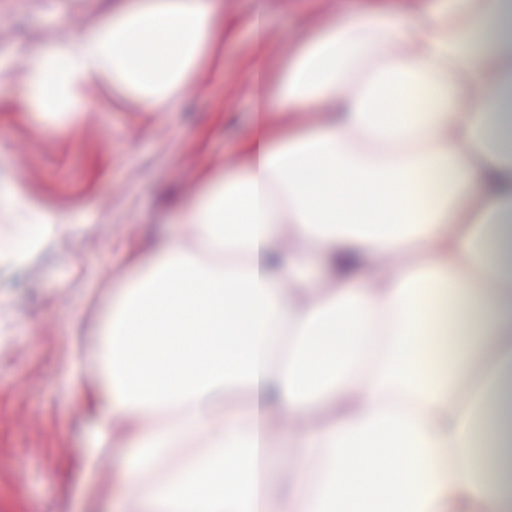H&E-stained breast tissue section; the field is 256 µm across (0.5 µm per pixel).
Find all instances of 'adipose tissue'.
<instances>
[{
  "mask_svg": "<svg viewBox=\"0 0 512 512\" xmlns=\"http://www.w3.org/2000/svg\"><path fill=\"white\" fill-rule=\"evenodd\" d=\"M221 0H117L0 81L180 104ZM234 167L113 280L68 369L121 512H512V0H364L301 35ZM0 272L62 216L0 179Z\"/></svg>",
  "mask_w": 512,
  "mask_h": 512,
  "instance_id": "1",
  "label": "adipose tissue"
}]
</instances>
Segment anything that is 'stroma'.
<instances>
[{
  "mask_svg": "<svg viewBox=\"0 0 512 512\" xmlns=\"http://www.w3.org/2000/svg\"><path fill=\"white\" fill-rule=\"evenodd\" d=\"M113 0H0V57L21 70L33 47L85 33ZM211 52L166 114L142 112L111 87L89 91L72 120L41 119L18 89L0 84V174L65 219L21 274L0 276V512H77L78 459L94 429L70 391L68 316L95 322L116 271L172 233L206 171L238 153L253 111L252 39L245 20L262 7L263 64L276 77L289 43L319 0H223Z\"/></svg>",
  "mask_w": 512,
  "mask_h": 512,
  "instance_id": "stroma-1",
  "label": "stroma"
}]
</instances>
